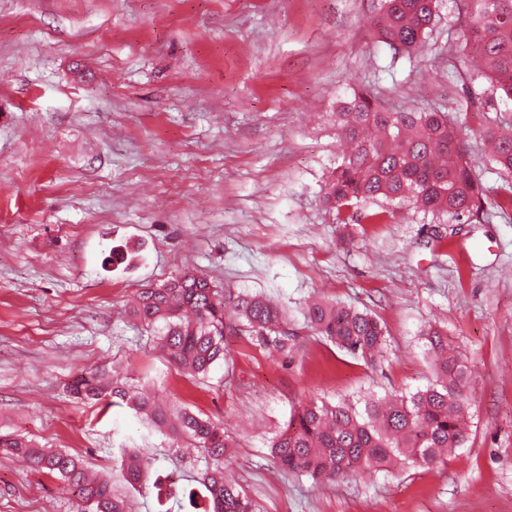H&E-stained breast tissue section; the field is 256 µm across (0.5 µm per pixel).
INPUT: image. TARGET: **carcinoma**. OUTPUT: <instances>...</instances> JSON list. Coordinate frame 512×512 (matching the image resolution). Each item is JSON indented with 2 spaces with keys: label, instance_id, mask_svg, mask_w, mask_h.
Returning <instances> with one entry per match:
<instances>
[{
  "label": "carcinoma",
  "instance_id": "1",
  "mask_svg": "<svg viewBox=\"0 0 512 512\" xmlns=\"http://www.w3.org/2000/svg\"><path fill=\"white\" fill-rule=\"evenodd\" d=\"M466 22L460 50L478 59L475 79L489 83L504 104H512V0H462ZM440 0H381L371 28L379 41L407 57L426 46ZM336 137L349 145L324 180L321 202L338 213L370 200L407 204L424 213L457 219L493 202L512 208V126L486 134L488 163L502 177L484 186L468 157L466 140L448 113L392 110L374 96L354 91L336 112ZM132 317L156 336L169 361L193 376H205L227 361L224 336L237 331L251 343L288 352L295 334L285 311L262 293L224 291L206 275L184 271L139 293ZM306 328L340 350L375 363L386 346V330L374 315L340 302L312 301L304 307ZM431 357L432 381L414 392L349 401L311 402L274 434L269 455L286 476L314 484L334 483L360 473L404 472L445 461L471 438L470 362L448 343V333L431 326L423 333ZM73 397L108 401L143 417L149 428L179 439L203 456L199 483L207 492L202 512H257L245 490L225 473L229 449L224 429L183 407L166 409L134 383L106 369L81 371L68 385ZM0 452L21 456L61 481L83 503V512H129L126 496L106 478H91L80 458L61 448L0 433ZM113 468L127 488H150L151 463L122 448Z\"/></svg>",
  "mask_w": 512,
  "mask_h": 512
}]
</instances>
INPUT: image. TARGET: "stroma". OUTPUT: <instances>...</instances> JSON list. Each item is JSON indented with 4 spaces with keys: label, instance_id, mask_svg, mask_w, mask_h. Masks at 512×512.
<instances>
[{
    "label": "stroma",
    "instance_id": "stroma-1",
    "mask_svg": "<svg viewBox=\"0 0 512 512\" xmlns=\"http://www.w3.org/2000/svg\"><path fill=\"white\" fill-rule=\"evenodd\" d=\"M378 0H0V432L65 448L98 475L116 448L148 449L164 499L194 512L201 455L125 407L74 400L77 372L119 367L157 402L237 443L229 475L261 512H512V209L438 222L410 207L371 222L318 193L338 153L335 112L359 90L437 108L461 128L484 185L490 119L512 112L472 82L455 0L427 54L373 36ZM272 296L287 354L228 333L196 380L129 316L137 292L184 270ZM374 313L375 366L304 327L309 299ZM447 329L472 366L471 439L447 462L336 484L284 477L268 442L300 406L414 391L422 333ZM61 482L0 454V512H81Z\"/></svg>",
    "mask_w": 512,
    "mask_h": 512
}]
</instances>
